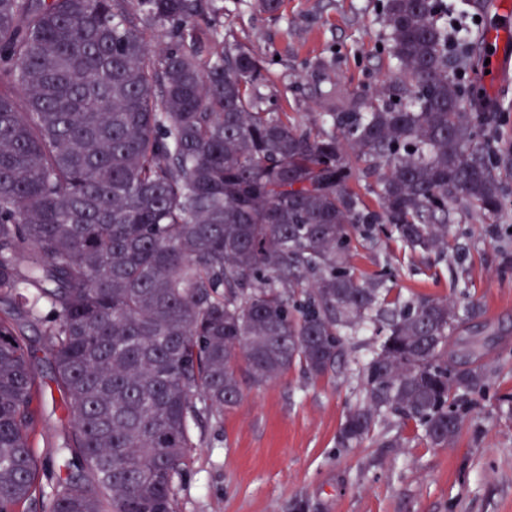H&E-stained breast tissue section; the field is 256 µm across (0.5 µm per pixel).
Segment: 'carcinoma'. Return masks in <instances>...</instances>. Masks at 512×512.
I'll use <instances>...</instances> for the list:
<instances>
[{
  "instance_id": "carcinoma-1",
  "label": "carcinoma",
  "mask_w": 512,
  "mask_h": 512,
  "mask_svg": "<svg viewBox=\"0 0 512 512\" xmlns=\"http://www.w3.org/2000/svg\"><path fill=\"white\" fill-rule=\"evenodd\" d=\"M276 14L282 0H245ZM369 93L315 90L331 123L262 92L266 61L215 0H0V512H177L190 423L298 366L328 373L375 330L363 397L336 435L412 420L458 437L477 370L450 339L468 320L390 299L357 275L380 236L448 249V214L508 216L512 158L440 24L446 0H379ZM41 327L70 430L65 474L31 438L42 394L16 318Z\"/></svg>"
}]
</instances>
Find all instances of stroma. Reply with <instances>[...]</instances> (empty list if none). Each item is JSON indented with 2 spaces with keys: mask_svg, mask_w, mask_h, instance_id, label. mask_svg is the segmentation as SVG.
Wrapping results in <instances>:
<instances>
[{
  "mask_svg": "<svg viewBox=\"0 0 512 512\" xmlns=\"http://www.w3.org/2000/svg\"><path fill=\"white\" fill-rule=\"evenodd\" d=\"M445 24L461 40L507 17L476 19L469 0H447ZM377 0H285L279 13L243 11L224 0V18L241 31L270 70L269 91L290 112H311L304 97L315 59L331 58L326 84L362 92L388 72L379 51L383 25ZM447 252L413 256L379 238L359 250L355 265L369 275L389 268L401 298L473 300L465 339L480 351L488 390L466 416L455 443L432 447L412 421L373 432L359 447H336L347 408L361 395L345 365L310 378L300 368L260 386L222 421L192 425L195 443L176 480L178 512H512V226L477 218L453 221ZM44 398L36 456L55 461L69 428L52 379L51 355L29 332Z\"/></svg>",
  "mask_w": 512,
  "mask_h": 512,
  "instance_id": "35a3bbf8",
  "label": "stroma"
}]
</instances>
